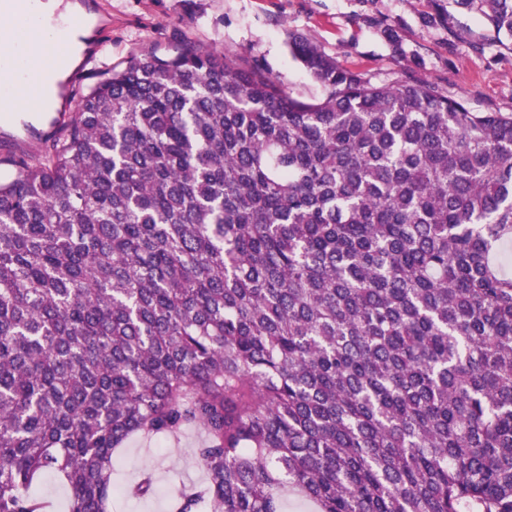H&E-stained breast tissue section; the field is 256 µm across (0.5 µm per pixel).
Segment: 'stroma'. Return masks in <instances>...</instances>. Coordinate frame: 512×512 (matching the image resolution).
Wrapping results in <instances>:
<instances>
[{
  "label": "stroma",
  "instance_id": "obj_1",
  "mask_svg": "<svg viewBox=\"0 0 512 512\" xmlns=\"http://www.w3.org/2000/svg\"><path fill=\"white\" fill-rule=\"evenodd\" d=\"M93 14L94 42L73 80L65 115L98 76L134 53L181 41L221 48L271 76L292 97L316 102L325 90L293 59L292 34L304 36L348 71L384 85L425 81L476 112L512 113V46L452 0H80ZM199 432L166 448L130 440L113 460L119 486L152 469L159 495L116 498L111 512H171L169 489L204 481L193 450Z\"/></svg>",
  "mask_w": 512,
  "mask_h": 512
}]
</instances>
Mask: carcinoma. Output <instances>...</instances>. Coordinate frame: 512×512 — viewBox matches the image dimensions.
I'll use <instances>...</instances> for the list:
<instances>
[{
  "label": "carcinoma",
  "instance_id": "cac0c4a2",
  "mask_svg": "<svg viewBox=\"0 0 512 512\" xmlns=\"http://www.w3.org/2000/svg\"><path fill=\"white\" fill-rule=\"evenodd\" d=\"M290 48L321 101L185 42L0 176V512L196 430L174 512H512V113Z\"/></svg>",
  "mask_w": 512,
  "mask_h": 512
}]
</instances>
